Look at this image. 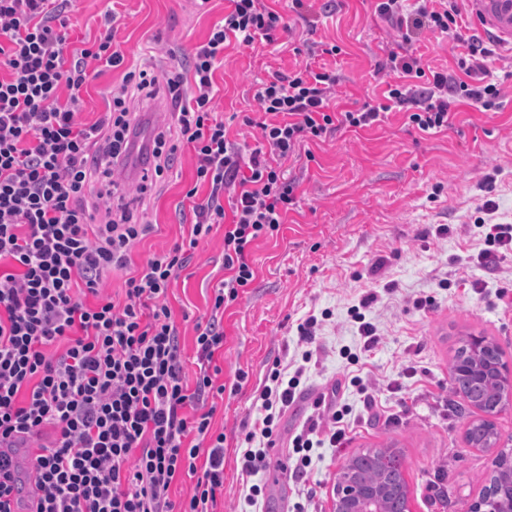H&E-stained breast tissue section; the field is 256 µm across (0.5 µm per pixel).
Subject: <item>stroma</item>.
Returning <instances> with one entry per match:
<instances>
[{"instance_id": "obj_1", "label": "stroma", "mask_w": 512, "mask_h": 512, "mask_svg": "<svg viewBox=\"0 0 512 512\" xmlns=\"http://www.w3.org/2000/svg\"><path fill=\"white\" fill-rule=\"evenodd\" d=\"M226 0H209L195 12L185 0H74L68 13L75 44L94 41L103 30V16L121 14L114 42L127 67L149 59L164 60L169 49H192L224 16ZM274 7L288 31L273 43L255 42L231 48L215 72V109L230 118V135L256 145L257 129L233 120V113L255 114L253 99L259 81L275 71L315 60L336 70L338 108L378 104L394 76L382 64L392 47L393 30L374 12V0H312L318 18L307 31L288 0ZM337 45L330 56L323 45ZM424 67L456 69L459 47L444 35L423 31L416 43ZM488 64L489 77L501 89V107L481 112L461 105L451 126L427 134L409 124L404 113H386L369 130L340 131L310 143L311 159L288 164L300 182L298 204L279 234L256 241L251 250L255 270L249 288L223 313L224 354L217 360L218 383L227 391L212 419L224 432V489L217 512H239L243 480L235 466L238 446L257 416L255 395L276 363L300 359L297 327L316 317L315 347L321 361L307 372V389L282 418L268 466L257 478L264 484L263 512H291L297 487L290 437L315 414L320 393L337 390L353 422L351 440L343 448L312 452L305 486L316 492L322 512H332L333 485L341 466L365 448H397L402 454L411 512H466L493 471L495 450L469 447L466 425L477 417L473 407L451 409L449 365L457 339L481 334L495 342L512 364V304L501 290L512 291V255L497 271L479 267L475 258L484 239L476 219L512 224V49L501 46ZM84 94L85 116L95 121L108 106V91L121 71L94 63ZM195 157L181 146L173 175L145 213L151 232L134 251L135 263L173 247L195 220L185 197L193 180ZM496 209L483 216L484 200ZM447 235H437L439 226ZM380 275H371L377 259ZM224 277V233L214 231L200 242L186 269L168 290L167 300L181 333L187 379H195V324L212 313L215 286ZM379 295L366 317L382 340L370 357L353 362L343 348L358 351L359 337L349 309L368 292ZM428 301L416 309L415 298ZM246 379H238V372ZM360 378L361 387L350 384ZM398 381L392 393L381 381ZM373 395L377 410L367 409Z\"/></svg>"}]
</instances>
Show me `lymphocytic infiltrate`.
Returning <instances> with one entry per match:
<instances>
[{
    "label": "lymphocytic infiltrate",
    "instance_id": "f902f5d3",
    "mask_svg": "<svg viewBox=\"0 0 512 512\" xmlns=\"http://www.w3.org/2000/svg\"><path fill=\"white\" fill-rule=\"evenodd\" d=\"M71 0H0V512L28 499L27 512H215L224 486V435L212 430L208 398L223 395L216 358L224 348L217 318L254 279L251 246L279 233L298 203V182L285 164L307 144L333 132L374 126L398 109L422 132L447 129L455 107L497 111L501 91L488 82L493 40L463 31L457 0H376V13L396 30L386 66L397 80L384 103L336 111L335 72L299 65L260 81L254 99L261 120L253 149L231 140L214 108V75L230 44L274 42L283 16L266 0H228L222 20L183 62L125 71L113 86L108 112L86 123L83 94L96 61L122 68L112 47L116 13L92 45L73 47L66 10ZM463 46L459 73L426 72L414 51L422 30ZM166 84L180 103L175 122L155 129L151 161L138 183L122 173L141 111ZM196 159L185 197L196 221L189 237L133 266L132 253L150 232L134 209L145 206L172 168L180 145ZM207 187L199 197V187ZM234 189L225 202L226 189ZM224 231V278L214 292L215 313L196 323L199 372L185 380L180 332L167 302L172 282L199 243ZM125 272L124 296L102 290L112 271ZM316 318L298 327L303 364L293 375L273 369L257 389L259 415L235 464L248 480L244 502L263 494L254 478L267 466L266 447L283 415L300 397L313 349ZM62 351H55V344ZM329 406L330 421L309 417L291 443L293 475L304 477L311 451L347 442L345 406ZM50 443L40 444L45 430ZM32 448L31 482L15 456ZM195 477L190 497L171 489Z\"/></svg>",
    "mask_w": 512,
    "mask_h": 512
}]
</instances>
